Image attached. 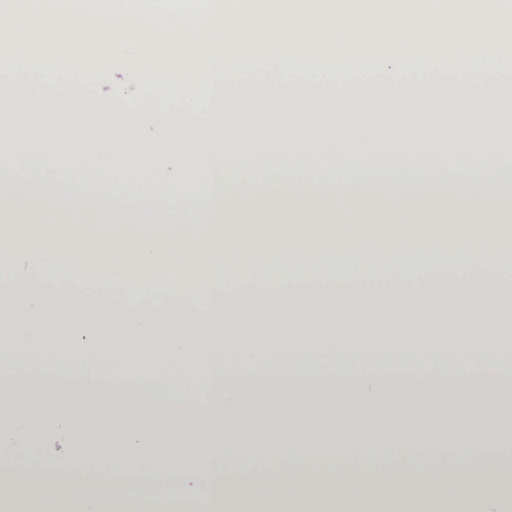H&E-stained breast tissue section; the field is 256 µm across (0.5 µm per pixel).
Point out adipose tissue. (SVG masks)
Returning <instances> with one entry per match:
<instances>
[{
  "mask_svg": "<svg viewBox=\"0 0 512 512\" xmlns=\"http://www.w3.org/2000/svg\"><path fill=\"white\" fill-rule=\"evenodd\" d=\"M97 156L106 182L55 188L48 169L13 165L20 151L42 152L44 137L0 136V259L31 265L34 287L0 273V360L33 369L57 363L75 380L63 400L27 389L24 402L0 401V458L42 439L67 443V464L133 470L134 486L176 472L174 493L142 500L112 488L92 501L76 491L34 493L43 465L0 469V512H197L202 473L228 448H301L304 457H255L246 482L228 481L208 512H512V471L455 467L420 471L410 454L444 448L487 457L512 447L499 419L512 387L499 338L512 326V289L494 272L512 267V167L500 144H451L458 162L418 174L434 145L404 150L406 165L330 174L275 167L248 181L222 155H173L138 145L160 195L120 206L130 176L128 142L70 136ZM208 170L199 205H172L174 190ZM388 256L380 267L355 254ZM339 357L363 368L342 394L320 372ZM450 359L459 379L480 389L454 394L392 388L384 375L411 377ZM242 365L288 370L290 385L242 393ZM150 394L191 388L194 421L129 412L91 400L103 373ZM339 449L345 469L366 465L369 449H400L394 474L369 488L348 475L309 478L301 459Z\"/></svg>",
  "mask_w": 512,
  "mask_h": 512,
  "instance_id": "1",
  "label": "adipose tissue"
}]
</instances>
